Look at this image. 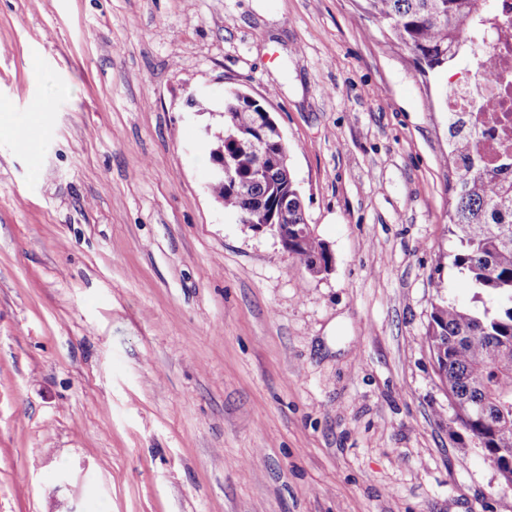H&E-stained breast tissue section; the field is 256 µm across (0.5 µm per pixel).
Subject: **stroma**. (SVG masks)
<instances>
[{
  "mask_svg": "<svg viewBox=\"0 0 512 512\" xmlns=\"http://www.w3.org/2000/svg\"><path fill=\"white\" fill-rule=\"evenodd\" d=\"M361 0H0V512H512L425 341L471 308L445 94ZM272 112L315 277L210 191Z\"/></svg>",
  "mask_w": 512,
  "mask_h": 512,
  "instance_id": "stroma-1",
  "label": "stroma"
}]
</instances>
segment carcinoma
<instances>
[{
    "label": "carcinoma",
    "instance_id": "1",
    "mask_svg": "<svg viewBox=\"0 0 512 512\" xmlns=\"http://www.w3.org/2000/svg\"><path fill=\"white\" fill-rule=\"evenodd\" d=\"M363 10L407 48L423 71L448 64L465 46L466 27L487 9V0H363ZM261 104L235 92L224 97V154L237 153L231 135L249 131ZM460 119L448 113V148L464 161L471 151L476 126L458 129ZM254 158L239 162L238 176L249 182L256 201L248 205L233 182H215L212 191L224 209L245 224H268L272 203L286 192L294 205L288 223L306 220L297 198L289 164L267 158L270 177L253 181ZM455 203L450 222L458 248L452 264L465 272L470 285L487 295L482 308H465L441 301L432 306L426 341L437 374L448 386L453 410L450 423L475 440L501 478L512 483V178L506 179L477 164L456 166ZM325 244L315 233L289 247L295 263L309 268L325 258Z\"/></svg>",
    "mask_w": 512,
    "mask_h": 512
}]
</instances>
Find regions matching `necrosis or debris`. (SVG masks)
<instances>
[{"mask_svg": "<svg viewBox=\"0 0 512 512\" xmlns=\"http://www.w3.org/2000/svg\"><path fill=\"white\" fill-rule=\"evenodd\" d=\"M464 40L486 45L488 55L476 58L472 76L450 91L448 106L475 116L473 155L484 169L507 176L512 174V0H494Z\"/></svg>", "mask_w": 512, "mask_h": 512, "instance_id": "necrosis-or-debris-1", "label": "necrosis or debris"}]
</instances>
